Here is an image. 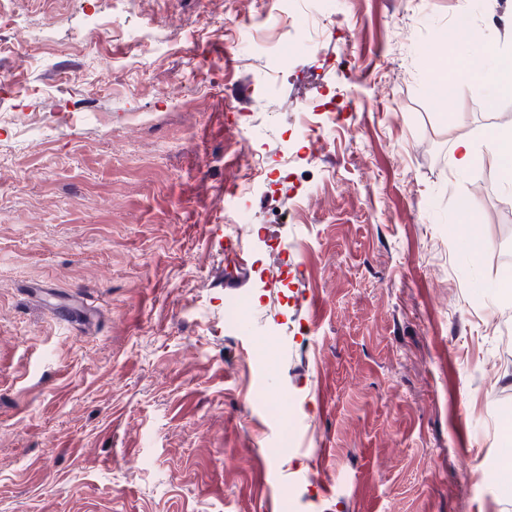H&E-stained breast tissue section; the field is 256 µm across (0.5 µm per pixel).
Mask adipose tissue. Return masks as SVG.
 <instances>
[{"label": "adipose tissue", "mask_w": 512, "mask_h": 512, "mask_svg": "<svg viewBox=\"0 0 512 512\" xmlns=\"http://www.w3.org/2000/svg\"><path fill=\"white\" fill-rule=\"evenodd\" d=\"M479 159L497 167L503 182L512 188V126H489L477 142L466 138L456 140L453 156L456 173L469 171Z\"/></svg>", "instance_id": "obj_1"}]
</instances>
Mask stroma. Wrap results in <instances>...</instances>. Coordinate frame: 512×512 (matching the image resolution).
Returning a JSON list of instances; mask_svg holds the SVG:
<instances>
[{
    "mask_svg": "<svg viewBox=\"0 0 512 512\" xmlns=\"http://www.w3.org/2000/svg\"><path fill=\"white\" fill-rule=\"evenodd\" d=\"M413 2L0 0V512H512V193L452 169L512 96L428 66L512 18Z\"/></svg>",
    "mask_w": 512,
    "mask_h": 512,
    "instance_id": "obj_1",
    "label": "stroma"
}]
</instances>
